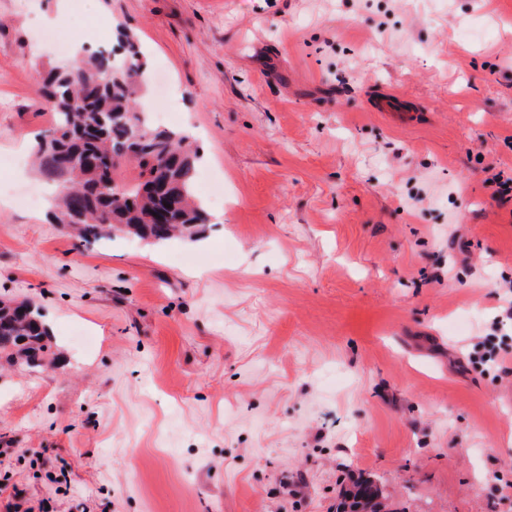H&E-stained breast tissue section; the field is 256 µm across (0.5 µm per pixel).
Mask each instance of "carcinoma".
<instances>
[{
    "instance_id": "1",
    "label": "carcinoma",
    "mask_w": 512,
    "mask_h": 512,
    "mask_svg": "<svg viewBox=\"0 0 512 512\" xmlns=\"http://www.w3.org/2000/svg\"><path fill=\"white\" fill-rule=\"evenodd\" d=\"M147 62L135 33L118 27L107 48H83L78 66L43 74L56 119L34 155L41 172L61 187L56 222L78 245L117 235L149 244L201 237L208 214L195 194L201 155L185 129L158 128L137 101ZM134 166L138 183L119 178ZM48 329L31 303L0 307V359L28 372L45 370ZM347 512H385L380 485L355 484Z\"/></svg>"
}]
</instances>
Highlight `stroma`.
<instances>
[{
	"label": "stroma",
	"mask_w": 512,
	"mask_h": 512,
	"mask_svg": "<svg viewBox=\"0 0 512 512\" xmlns=\"http://www.w3.org/2000/svg\"><path fill=\"white\" fill-rule=\"evenodd\" d=\"M137 33L224 180L202 240L77 248L18 187L46 34ZM411 106L397 119L382 101ZM0 300L57 358L0 368L24 512H512V0H0ZM355 492L348 494V501H345L344 512H383L386 509L384 495L380 485L371 479L363 480L354 485Z\"/></svg>",
	"instance_id": "obj_1"
}]
</instances>
